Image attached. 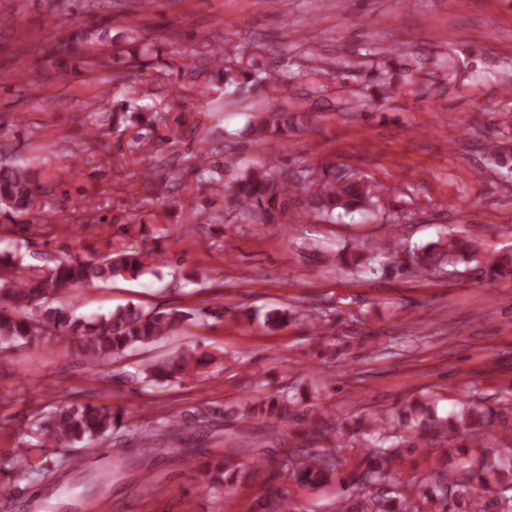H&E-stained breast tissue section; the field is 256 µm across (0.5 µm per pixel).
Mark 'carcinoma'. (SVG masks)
Listing matches in <instances>:
<instances>
[{
  "label": "carcinoma",
  "mask_w": 512,
  "mask_h": 512,
  "mask_svg": "<svg viewBox=\"0 0 512 512\" xmlns=\"http://www.w3.org/2000/svg\"><path fill=\"white\" fill-rule=\"evenodd\" d=\"M55 50L66 55L94 57L102 54L88 34L72 35L61 40ZM218 77L224 85L234 87L241 96L250 87L261 83L272 85L279 78L256 67L237 75L223 66V57L212 54ZM303 106L276 112L261 113L248 124L252 140L267 146L262 162L240 167L229 161L224 164V176L216 179L213 168L207 167L209 155L195 156L196 162L188 173L216 191L224 192L235 207V213L252 223H269L288 214L292 200L300 197L303 216H331L338 209L347 213H367L374 208L372 182L365 177H353L330 170L316 173L311 165L294 166L276 150L281 142L298 130L297 112ZM484 160L488 165L512 169V151L501 141L484 145ZM43 188L32 173L16 165L0 166V213L10 219L37 210V196ZM482 255L478 244L468 238L450 233L435 241L402 254L376 251L368 246L354 245L336 253L334 265L355 272L402 274L413 271L429 275L469 263ZM162 258L154 252L115 249L102 257L61 259L47 268L19 270L22 262L11 252H0V353L20 346L37 345L63 336H74L75 348L92 366L114 361L134 348L147 349L160 338L169 335L187 321H203L213 313L209 308L163 309L149 311L134 307L121 308L107 315L81 317L61 300L74 289L105 283L125 275L136 278ZM297 321L296 311L290 308L267 314L270 330H280ZM203 359L190 348H178L170 354L144 364L143 373L151 382L179 380L198 369ZM288 404L284 398L269 396L258 402L247 400L239 405L244 419H260L274 415V409ZM419 408L408 404L399 413L398 425L385 414L359 416L337 430L312 425L318 449L307 454L289 452L279 467L288 477L299 479L305 486L319 488L338 475L341 462L336 448L341 443L357 440L365 455L359 466L358 479L362 496L355 503L341 497L336 512H512V497L501 495L512 488V403L498 408L486 407L469 398L460 401V409L446 421L418 418ZM122 413L108 406L63 404L53 414L40 417L30 424L28 445L17 449L20 462L32 465L31 457L51 455L80 443L91 447L121 425ZM185 423L174 416L157 421L148 430L133 435L152 444L161 443L177 433ZM497 428L504 445L495 449L481 442V431ZM444 447L443 455L452 459L450 448H475L476 456L457 459L455 463L416 477L407 484L387 485L389 464L403 458V449ZM238 464L229 459L211 463L210 477L224 480V489L232 488ZM259 512H297L291 498L284 494L267 497Z\"/></svg>",
  "instance_id": "obj_1"
}]
</instances>
